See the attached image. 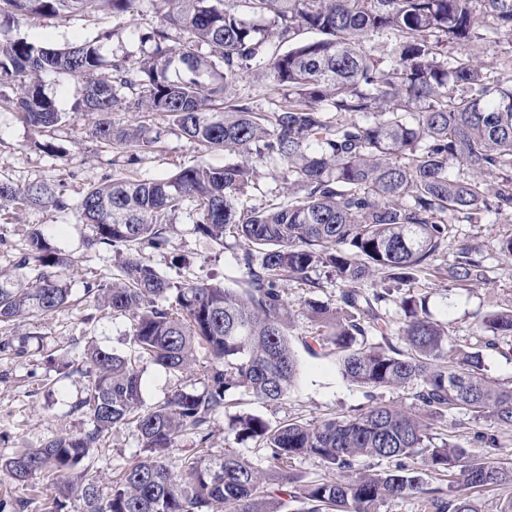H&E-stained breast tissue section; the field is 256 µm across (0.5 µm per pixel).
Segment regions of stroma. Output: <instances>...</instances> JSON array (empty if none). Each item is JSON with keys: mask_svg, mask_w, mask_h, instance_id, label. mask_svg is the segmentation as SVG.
<instances>
[{"mask_svg": "<svg viewBox=\"0 0 512 512\" xmlns=\"http://www.w3.org/2000/svg\"><path fill=\"white\" fill-rule=\"evenodd\" d=\"M159 0H142L138 13L113 16L100 11L89 14L60 15L33 19L18 17L11 27L17 36H25L53 47H64L108 32L101 44L105 61L126 58L137 62L145 46L141 33L149 31L160 20ZM42 90L63 112L62 122L44 131L25 123L12 107L14 86L0 81V180L26 186L35 182L54 184L69 202H77L88 187L101 183L112 174L113 153L97 143L89 134L91 120L76 109L81 82L53 73L40 76ZM118 126H133L146 134H159L155 148L142 153L133 169L141 179L162 178L180 167L199 160L223 165L221 152L200 154L193 143L160 112L146 109L113 112ZM195 217L184 210L169 216V245L163 250L147 251L146 257L155 270L173 280L223 282L236 287L243 276L239 258L242 241L226 237L223 246H215L193 231ZM49 228L52 243L74 262L63 276L72 289L73 306L46 316L9 327L8 335H29L23 356L0 354V453L19 448H35L53 437L74 434L86 426L82 412L74 405L84 395L83 376L62 377L47 363L48 355L75 358L88 343L125 353L130 349L131 320L96 309L85 301L83 285L92 281L111 280L116 271L112 250H90L85 241L91 236L88 225L79 221L75 210L57 211L41 206L20 205L0 211V273L11 280H27L29 270L18 268L17 257L25 248L33 225ZM508 227L495 216H487L482 224H459L455 238L477 247L484 260L488 279L459 289L438 284L429 301L432 317L448 328L452 342L476 343L475 321L479 313L512 307V257L500 253L498 241ZM317 330L310 319L294 316L288 330L289 339L298 358V375L288 398L278 404H263L243 397L240 410L263 418L276 426L289 420L317 422L329 416H344L371 406L378 401L405 409L415 406L410 389L381 388L367 391L342 377L335 356L315 357L303 345ZM444 438L464 444L471 458L481 459L495 454L499 461L512 466V428L498 426L493 420L475 421L469 415L451 411L437 420ZM495 435L498 446L489 450L474 438L475 433ZM232 451L250 459L263 471H270L267 453L254 441L239 440L229 413L215 415L210 423V439L206 448L196 447L193 437L182 436L168 458L172 473H179L180 463L187 456L220 458ZM141 452V442L130 427L120 426L106 432L83 461L80 470L84 479L95 481L101 494H109L112 480ZM54 476L40 474L27 485L18 486L0 475V500L22 499L25 512H52L55 496Z\"/></svg>", "mask_w": 512, "mask_h": 512, "instance_id": "1", "label": "stroma"}]
</instances>
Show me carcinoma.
Here are the masks:
<instances>
[{"label": "carcinoma", "instance_id": "1", "mask_svg": "<svg viewBox=\"0 0 512 512\" xmlns=\"http://www.w3.org/2000/svg\"><path fill=\"white\" fill-rule=\"evenodd\" d=\"M241 2L268 17L270 27L248 25ZM140 3L0 0V80L18 90L8 104L27 124L52 128L63 116L39 77L49 71L77 78L79 110L93 117L90 135L126 156L75 209L93 230L86 246L120 257L118 274L84 283V297L131 317L129 352L90 346L81 360L61 366L87 378L76 405L87 427L0 454V473L19 484L50 473L55 500L76 494L84 512H280L281 497L295 493L304 512H381L410 493L430 512H480L470 490L512 483V469L495 458L468 460L461 445L436 437L430 420L463 410L512 428V385L485 373L496 338L512 336V309L477 317L475 346L454 345L447 327L431 318L421 281L456 288L485 281L476 248L461 247L448 260L453 223L478 224L490 212L512 223V57L487 67L462 52L475 39L512 35V0H164L161 22L140 37L148 54L135 67L117 60L107 69L100 36L52 48L7 35L19 15L104 8L133 15ZM307 30L322 38L298 39ZM374 33L392 38L378 56L363 47ZM256 72L277 97L269 112L234 93ZM142 106L168 116L202 151L236 153L241 161L200 162L159 179L131 176L136 150L157 139L116 126L112 112ZM258 163L283 172L286 194L241 208L238 193L254 181ZM455 166L468 175L452 173ZM11 204L70 208L51 184L0 181V208ZM188 208L200 236L218 245L228 235L247 243L239 287L173 282L147 261L145 249L169 244L168 216ZM17 266L34 277L24 285L0 280V326L71 302L67 281L54 273L68 259L41 226H32ZM320 268L330 269L341 290L334 307L305 300L304 314L318 323L306 350L333 351L342 376L361 387L411 388L427 417L377 403L319 423L272 427L239 412L236 435L262 444L281 480L267 482L235 453L208 462L187 456L175 478L167 458L177 437L191 435L204 446L212 417L234 407L236 394L268 404L288 397L297 360L283 283L295 278L318 288L312 274ZM391 302L397 322L386 310ZM200 351L203 389L180 388L146 404L142 358L192 376ZM122 425L137 431L143 455L103 497L95 484L76 482L75 471L104 432ZM296 456L345 477L295 488ZM361 457L391 467L363 472L356 468ZM432 473L448 478L447 488L431 486L425 476Z\"/></svg>", "mask_w": 512, "mask_h": 512}]
</instances>
